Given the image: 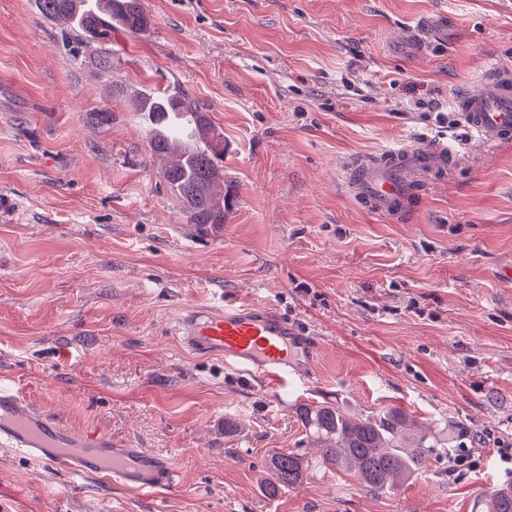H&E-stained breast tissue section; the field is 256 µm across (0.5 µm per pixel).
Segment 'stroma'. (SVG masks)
<instances>
[{"label": "stroma", "mask_w": 512, "mask_h": 512, "mask_svg": "<svg viewBox=\"0 0 512 512\" xmlns=\"http://www.w3.org/2000/svg\"><path fill=\"white\" fill-rule=\"evenodd\" d=\"M143 6L147 33L85 46L0 0V379L62 428L171 459L174 483L146 495L0 447V512H485L512 482V144L472 139L458 100L512 71V0ZM173 85L224 136L217 228L188 223L131 103ZM448 137L467 155L402 219L340 177ZM223 299L313 336L310 382L188 350L179 317ZM324 400L400 409L448 452L392 494L320 472L266 497L270 454L305 447L297 406Z\"/></svg>", "instance_id": "1"}]
</instances>
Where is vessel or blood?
<instances>
[{
  "label": "vessel or blood",
  "mask_w": 512,
  "mask_h": 512,
  "mask_svg": "<svg viewBox=\"0 0 512 512\" xmlns=\"http://www.w3.org/2000/svg\"><path fill=\"white\" fill-rule=\"evenodd\" d=\"M462 115L470 132L512 143V74L497 71L462 97ZM459 158L449 143L429 141L418 147L390 149L379 162L359 157L347 165L351 192L371 211L402 217L419 182L446 173ZM192 351L223 357L227 366L247 378L290 388L309 379L315 352L312 337L268 305L222 303L192 309L177 326ZM0 443L24 451L77 476L102 474L114 485L142 492L169 487L174 470L168 459L139 448L121 447L98 432L77 433L58 427L36 412L11 387L0 385Z\"/></svg>",
  "instance_id": "1"
}]
</instances>
